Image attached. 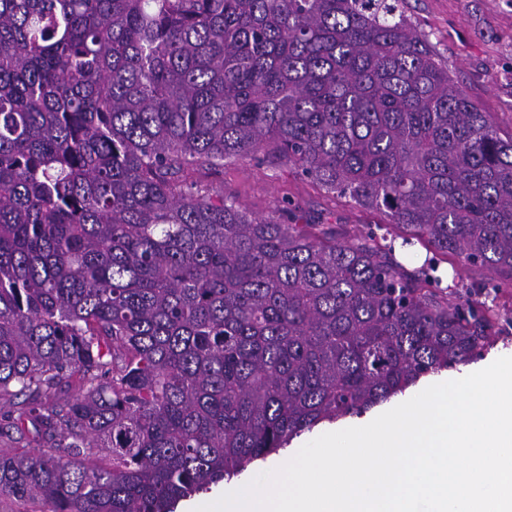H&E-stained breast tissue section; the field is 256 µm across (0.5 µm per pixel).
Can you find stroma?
Wrapping results in <instances>:
<instances>
[{
	"instance_id": "1",
	"label": "stroma",
	"mask_w": 512,
	"mask_h": 512,
	"mask_svg": "<svg viewBox=\"0 0 512 512\" xmlns=\"http://www.w3.org/2000/svg\"><path fill=\"white\" fill-rule=\"evenodd\" d=\"M404 8L411 23L428 35L445 60L454 82L481 111L493 113L501 134L512 135V0H405ZM199 176L257 217L288 204L302 223L321 225L340 239L353 236L366 224L379 225L384 235L390 230L380 214L326 192L284 161L228 160L223 169L203 170ZM479 278V273L459 268L455 289L499 310L498 326L481 357L448 370L451 380L512 356V288L479 290L475 287ZM312 439L309 433L294 439L279 454L257 462L251 472L195 496V505L238 490L254 475L278 468Z\"/></svg>"
}]
</instances>
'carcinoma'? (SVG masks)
Here are the masks:
<instances>
[{
    "instance_id": "cac0c4a2",
    "label": "carcinoma",
    "mask_w": 512,
    "mask_h": 512,
    "mask_svg": "<svg viewBox=\"0 0 512 512\" xmlns=\"http://www.w3.org/2000/svg\"><path fill=\"white\" fill-rule=\"evenodd\" d=\"M403 3L0 0L1 501L174 512L482 355L440 264L512 288V136ZM270 157L429 255L193 177Z\"/></svg>"
}]
</instances>
